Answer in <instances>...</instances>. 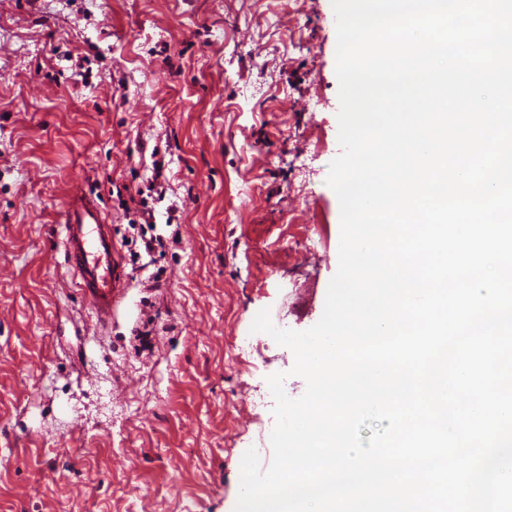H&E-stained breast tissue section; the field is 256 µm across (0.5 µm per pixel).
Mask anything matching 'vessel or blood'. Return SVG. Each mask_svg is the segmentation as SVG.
I'll return each instance as SVG.
<instances>
[{
    "label": "vessel or blood",
    "instance_id": "1",
    "mask_svg": "<svg viewBox=\"0 0 512 512\" xmlns=\"http://www.w3.org/2000/svg\"><path fill=\"white\" fill-rule=\"evenodd\" d=\"M63 228L65 257L79 287L97 317L111 318L123 280L111 225L94 200L75 194L65 204Z\"/></svg>",
    "mask_w": 512,
    "mask_h": 512
}]
</instances>
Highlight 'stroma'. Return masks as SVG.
I'll use <instances>...</instances> for the list:
<instances>
[{"label": "stroma", "mask_w": 512, "mask_h": 512, "mask_svg": "<svg viewBox=\"0 0 512 512\" xmlns=\"http://www.w3.org/2000/svg\"><path fill=\"white\" fill-rule=\"evenodd\" d=\"M335 66L332 0H0V512H234L245 452L269 466L267 378L305 382L251 325L323 314ZM75 191L167 239L122 254L105 322L65 261Z\"/></svg>", "instance_id": "1"}]
</instances>
